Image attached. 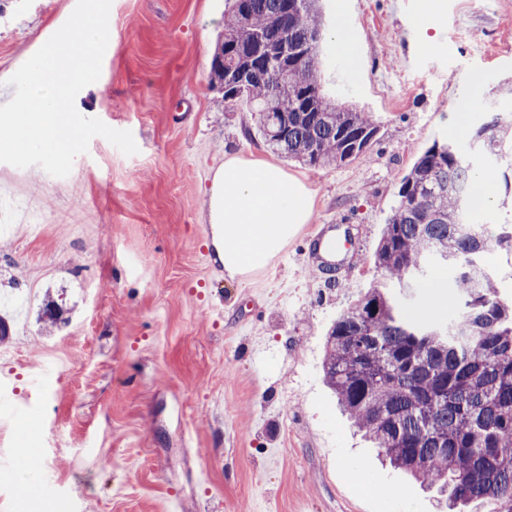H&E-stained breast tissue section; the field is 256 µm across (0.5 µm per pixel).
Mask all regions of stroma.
I'll use <instances>...</instances> for the list:
<instances>
[{
	"label": "stroma",
	"mask_w": 512,
	"mask_h": 512,
	"mask_svg": "<svg viewBox=\"0 0 512 512\" xmlns=\"http://www.w3.org/2000/svg\"><path fill=\"white\" fill-rule=\"evenodd\" d=\"M321 0L322 93L379 127L364 157L303 167L267 151L257 117L210 87L225 0H112L101 76L77 110L131 131L127 156L101 137L64 190L31 166L23 194L75 224L22 231L0 208V293L24 306L0 346V512H439L435 491L379 459L340 411L323 374L331 324L381 280L373 254L403 176L434 140L454 142L495 200L504 185L471 136L512 112V0ZM76 0H0V75L68 19ZM353 38L340 53L336 28ZM474 103L466 125L459 106ZM267 160L310 191L312 214L244 278L209 261L212 177L226 157ZM319 224H344L348 264H308ZM403 299L418 322L448 319L453 273ZM438 292H431V284ZM63 309L43 327L30 285ZM28 468L27 491L17 473Z\"/></svg>",
	"instance_id": "1"
}]
</instances>
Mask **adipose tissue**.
<instances>
[{
	"instance_id": "1",
	"label": "adipose tissue",
	"mask_w": 512,
	"mask_h": 512,
	"mask_svg": "<svg viewBox=\"0 0 512 512\" xmlns=\"http://www.w3.org/2000/svg\"><path fill=\"white\" fill-rule=\"evenodd\" d=\"M213 264L228 276L265 267L311 217L306 186L262 160H225L210 197Z\"/></svg>"
}]
</instances>
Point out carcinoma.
Instances as JSON below:
<instances>
[{"label":"carcinoma","mask_w":512,"mask_h":512,"mask_svg":"<svg viewBox=\"0 0 512 512\" xmlns=\"http://www.w3.org/2000/svg\"><path fill=\"white\" fill-rule=\"evenodd\" d=\"M318 0H229L212 85L224 103L256 113L264 145L301 165L350 163L377 141L371 116L326 98L317 80ZM288 43L279 73L266 51ZM512 115L472 135L500 158ZM475 172L450 141H434L403 177L374 265L405 295L430 256L458 271L452 323L420 324L378 289L332 324L323 372L339 404L391 466L445 497L448 512L476 503L512 512V302L487 256L512 249V220L474 221Z\"/></svg>","instance_id":"carcinoma-1"}]
</instances>
